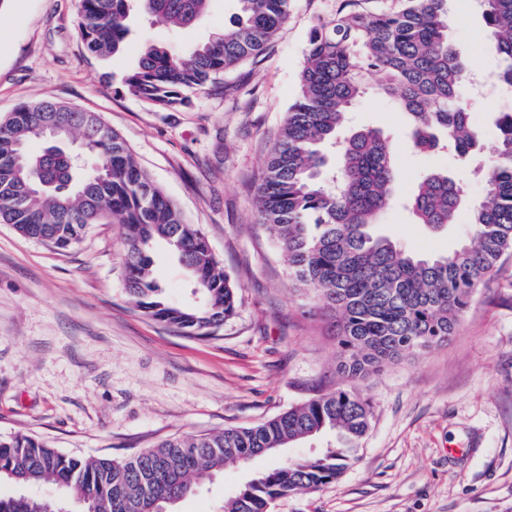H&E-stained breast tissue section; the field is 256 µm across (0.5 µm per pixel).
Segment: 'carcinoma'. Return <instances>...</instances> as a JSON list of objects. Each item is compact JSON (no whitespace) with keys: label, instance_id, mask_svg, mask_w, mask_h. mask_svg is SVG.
<instances>
[{"label":"carcinoma","instance_id":"1","mask_svg":"<svg viewBox=\"0 0 512 512\" xmlns=\"http://www.w3.org/2000/svg\"><path fill=\"white\" fill-rule=\"evenodd\" d=\"M131 0H80L77 30L87 50L108 57L124 45ZM141 11L176 30L193 27L211 0H136ZM450 0H401L371 11L365 0H341L317 20L306 45L298 94L289 106L257 186L260 223L286 258L289 279L312 290L334 313L342 385L256 425L173 437L125 460L66 455L27 434L0 435V480L51 483L63 499L0 497V512H174L193 492L199 470L252 465L305 439L331 434L334 443L306 459L259 468L223 512H271L274 501L313 492L341 479L358 460L372 421L359 391L367 377L402 357L448 341L474 291L512 251V113L496 120L487 146L490 170L472 204L468 235L446 255L420 256L376 229L393 199L399 167L379 130L346 129L353 105L373 93L412 119L420 151L444 149L466 158L482 148L462 98L467 63L448 34ZM498 55L493 80L512 92V0H478ZM224 33L186 55L153 44L124 79L154 108L176 110L185 92L202 90L259 57L288 21L291 0H239ZM58 134L39 152L32 142L46 128ZM77 136L93 163L80 166L64 144ZM339 154L329 165L326 149ZM462 188L444 170L417 182L408 199L419 224L456 223ZM0 223L22 236L67 250L94 224H122L123 280L129 302L145 316L205 338L236 308L237 287L213 254L207 236L182 214L134 160L120 135L94 112L42 101L0 120ZM158 241L190 273L202 295L191 305L168 301L153 277L150 249Z\"/></svg>","mask_w":512,"mask_h":512}]
</instances>
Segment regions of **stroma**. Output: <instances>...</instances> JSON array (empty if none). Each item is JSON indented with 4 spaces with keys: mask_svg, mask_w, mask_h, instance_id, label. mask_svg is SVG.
Listing matches in <instances>:
<instances>
[{
    "mask_svg": "<svg viewBox=\"0 0 512 512\" xmlns=\"http://www.w3.org/2000/svg\"><path fill=\"white\" fill-rule=\"evenodd\" d=\"M338 0H291L264 54L192 93L175 111L130 94L124 76L146 46L189 52L222 32L237 0H212L175 32L132 9L122 50L100 59L82 44L79 0L0 6V118L22 104L61 102L97 113L138 165L208 237L238 286L235 314L212 338L184 335L134 311L123 285L121 225H93L59 251L0 223V435L24 433L72 456L117 460L161 440L249 426L342 383L336 319L288 280L278 245L258 221L256 186L298 92L309 31ZM450 35L473 73L494 70L486 26L459 0ZM350 123L388 137L400 178L379 231L419 255L457 248L467 215L433 230L404 207L427 171L454 173L469 200L483 186L442 151L410 144L407 118L367 96ZM156 278L176 303L195 283L163 243ZM373 405L357 462L336 482L278 499L273 512H512V253L474 294L447 344L389 365L362 387ZM254 473L229 466L195 477L176 512H219Z\"/></svg>",
    "mask_w": 512,
    "mask_h": 512,
    "instance_id": "stroma-1",
    "label": "stroma"
}]
</instances>
